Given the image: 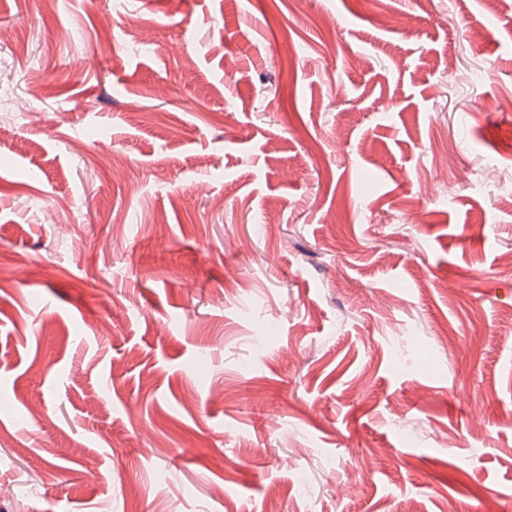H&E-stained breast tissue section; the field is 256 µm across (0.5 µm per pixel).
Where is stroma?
I'll return each instance as SVG.
<instances>
[{
	"label": "stroma",
	"mask_w": 512,
	"mask_h": 512,
	"mask_svg": "<svg viewBox=\"0 0 512 512\" xmlns=\"http://www.w3.org/2000/svg\"><path fill=\"white\" fill-rule=\"evenodd\" d=\"M1 72L0 512H512V0H0Z\"/></svg>",
	"instance_id": "stroma-1"
}]
</instances>
